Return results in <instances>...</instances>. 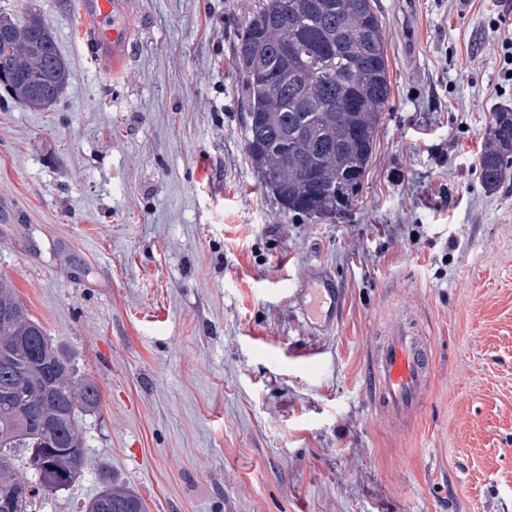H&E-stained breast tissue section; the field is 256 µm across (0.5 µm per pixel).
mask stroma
<instances>
[{"instance_id": "stroma-1", "label": "stroma", "mask_w": 512, "mask_h": 512, "mask_svg": "<svg viewBox=\"0 0 512 512\" xmlns=\"http://www.w3.org/2000/svg\"><path fill=\"white\" fill-rule=\"evenodd\" d=\"M132 2L115 73L72 0H0L41 14L70 67L50 108L0 89V277L102 393L87 469L37 512L112 479L148 512H512V173L491 190L478 166L512 107L508 0H374L392 95L333 221L283 209L248 156L255 0ZM320 271L341 291L324 331L300 292ZM406 313L436 368L398 422L367 360Z\"/></svg>"}]
</instances>
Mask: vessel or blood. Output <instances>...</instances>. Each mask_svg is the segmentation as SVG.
Listing matches in <instances>:
<instances>
[{
	"mask_svg": "<svg viewBox=\"0 0 512 512\" xmlns=\"http://www.w3.org/2000/svg\"><path fill=\"white\" fill-rule=\"evenodd\" d=\"M130 0H75L91 26L98 60L113 69L127 64L134 52L135 28ZM432 381V353L417 318L390 322L371 358V399L375 409L397 419L416 413Z\"/></svg>",
	"mask_w": 512,
	"mask_h": 512,
	"instance_id": "vessel-or-blood-1",
	"label": "vessel or blood"
}]
</instances>
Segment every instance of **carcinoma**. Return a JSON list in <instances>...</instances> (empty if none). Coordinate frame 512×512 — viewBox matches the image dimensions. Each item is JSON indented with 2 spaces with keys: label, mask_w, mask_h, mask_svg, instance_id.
Masks as SVG:
<instances>
[{
  "label": "carcinoma",
  "mask_w": 512,
  "mask_h": 512,
  "mask_svg": "<svg viewBox=\"0 0 512 512\" xmlns=\"http://www.w3.org/2000/svg\"><path fill=\"white\" fill-rule=\"evenodd\" d=\"M247 104L246 146L282 208L335 219L356 206L375 137L391 96L381 20L374 0H258L237 39ZM10 94L35 109L63 94L69 77L52 27L39 14L19 25L0 16V75ZM484 185L512 169V108L494 113L479 156ZM101 391L78 377L0 278V456L37 452L28 468L0 469V494L29 508L80 479L87 465L82 416ZM83 512H146L132 487L107 482Z\"/></svg>",
  "instance_id": "obj_1"
}]
</instances>
